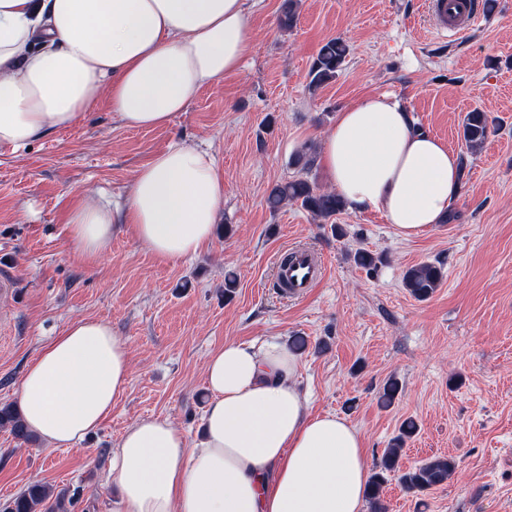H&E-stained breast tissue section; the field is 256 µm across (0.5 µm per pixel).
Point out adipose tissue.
<instances>
[{
  "label": "adipose tissue",
  "mask_w": 512,
  "mask_h": 512,
  "mask_svg": "<svg viewBox=\"0 0 512 512\" xmlns=\"http://www.w3.org/2000/svg\"><path fill=\"white\" fill-rule=\"evenodd\" d=\"M250 0H0V145L27 148L100 100L129 128L167 125L252 49ZM345 210L381 212L404 238L442 223L461 191L457 154L418 131L412 112L370 95L337 112L321 143ZM224 202L212 156L176 141L140 166L123 206L79 196L73 252L100 258L126 229L160 261L208 244ZM284 343L228 342L206 365L204 436L165 416L122 434L106 473L112 512H365L369 458L346 418L315 415ZM126 344L81 318L49 340L18 391L27 427L71 446L96 431L126 389Z\"/></svg>",
  "instance_id": "obj_1"
}]
</instances>
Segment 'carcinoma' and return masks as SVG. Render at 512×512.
Listing matches in <instances>:
<instances>
[{
    "instance_id": "carcinoma-1",
    "label": "carcinoma",
    "mask_w": 512,
    "mask_h": 512,
    "mask_svg": "<svg viewBox=\"0 0 512 512\" xmlns=\"http://www.w3.org/2000/svg\"><path fill=\"white\" fill-rule=\"evenodd\" d=\"M300 2L301 0H284L278 17L281 29L290 30L296 24ZM347 55L348 46L339 38L323 44L309 71V89L315 92L335 80L342 71ZM489 135L490 122L484 112L474 109L465 115L461 125V139L468 151L483 148ZM266 203L272 211H277L288 203L298 204L325 220L335 217L343 210V204L335 193L320 192L302 177L273 184L268 190ZM442 277L441 268L430 263H422L405 270L403 284L414 298L425 300L438 288ZM0 427L10 428L15 437L24 443L33 439V435L12 406L0 408ZM415 432L416 426L412 422L401 426L391 446L385 449L378 471L370 478L369 499L375 512H386L380 495L390 474H399L400 485L410 492H422L440 486L446 483L452 474L455 465L446 456H436L418 467L400 471L399 461L403 447ZM7 512H67L66 493L62 491L56 494L52 487L34 483L11 500Z\"/></svg>"
}]
</instances>
